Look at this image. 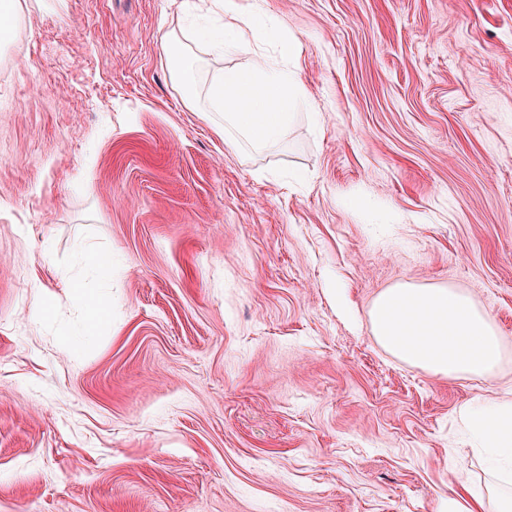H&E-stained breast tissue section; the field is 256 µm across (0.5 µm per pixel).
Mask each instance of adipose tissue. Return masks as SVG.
I'll return each instance as SVG.
<instances>
[{
  "instance_id": "obj_1",
  "label": "adipose tissue",
  "mask_w": 512,
  "mask_h": 512,
  "mask_svg": "<svg viewBox=\"0 0 512 512\" xmlns=\"http://www.w3.org/2000/svg\"><path fill=\"white\" fill-rule=\"evenodd\" d=\"M380 346L412 366L438 376H492L503 347L492 316L476 308L463 291L437 285L404 283L386 289L368 310ZM459 414L477 447L488 456V470L499 495L456 499L452 512H512V402L477 411L462 405Z\"/></svg>"
}]
</instances>
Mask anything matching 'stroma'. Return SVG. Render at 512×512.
I'll list each match as a JSON object with an SVG mask.
<instances>
[{"instance_id": "1", "label": "stroma", "mask_w": 512, "mask_h": 512, "mask_svg": "<svg viewBox=\"0 0 512 512\" xmlns=\"http://www.w3.org/2000/svg\"><path fill=\"white\" fill-rule=\"evenodd\" d=\"M21 4L0 41V512H448L484 481L457 412L512 399V0H263L305 95L259 154L205 109L252 53L195 42L193 96L171 78L188 0ZM402 283L490 312L494 378L378 345L366 313Z\"/></svg>"}]
</instances>
